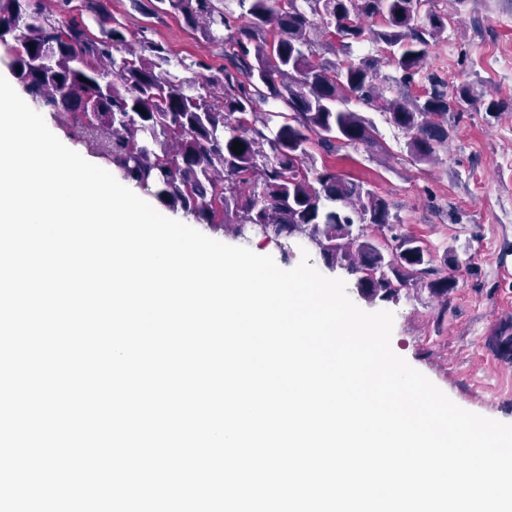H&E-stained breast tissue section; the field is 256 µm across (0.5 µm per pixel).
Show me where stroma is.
I'll list each match as a JSON object with an SVG mask.
<instances>
[{
  "label": "stroma",
  "mask_w": 512,
  "mask_h": 512,
  "mask_svg": "<svg viewBox=\"0 0 512 512\" xmlns=\"http://www.w3.org/2000/svg\"><path fill=\"white\" fill-rule=\"evenodd\" d=\"M126 16L131 28L151 27L173 57L219 62L216 47L192 35L175 18L141 13L132 0H105ZM447 15L448 31L435 44L425 70L449 86L469 83L481 101L454 107L449 138L435 165L414 163L406 139L380 113L365 110L377 131L371 147L346 146L336 154L315 153V167L329 164L363 180L386 199L405 232L420 239L436 265L445 266L457 286L447 315L426 291L402 290L390 300L368 301L356 278L325 269L318 254L310 263L327 277L345 280L352 301L368 312L394 314L391 345L453 402L478 415L512 423V361L487 345L500 326L512 324V0H434ZM213 239L272 256L284 269L299 264L307 244L260 236L237 237L227 230Z\"/></svg>",
  "instance_id": "stroma-1"
}]
</instances>
